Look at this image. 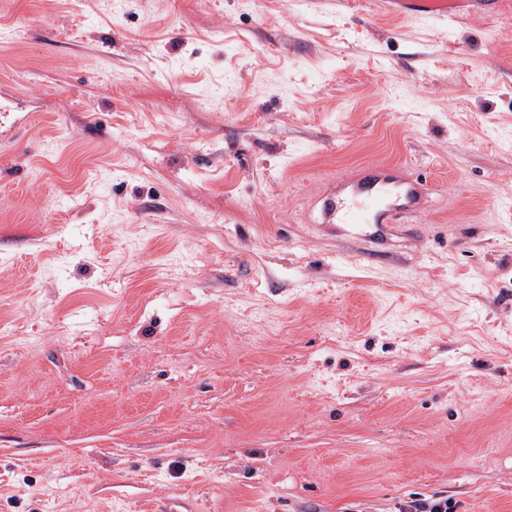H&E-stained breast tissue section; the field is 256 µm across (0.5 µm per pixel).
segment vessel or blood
I'll list each match as a JSON object with an SVG mask.
<instances>
[{"label": "vessel or blood", "instance_id": "vessel-or-blood-1", "mask_svg": "<svg viewBox=\"0 0 512 512\" xmlns=\"http://www.w3.org/2000/svg\"><path fill=\"white\" fill-rule=\"evenodd\" d=\"M468 4L470 16L492 18L500 14L502 0H370L371 14L382 18L445 20ZM424 194L419 179L379 176L363 183H350L342 195L325 203L323 221L327 224H377L395 208H414Z\"/></svg>", "mask_w": 512, "mask_h": 512}]
</instances>
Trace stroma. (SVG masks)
<instances>
[{"instance_id":"35a3bbf8","label":"stroma","mask_w":512,"mask_h":512,"mask_svg":"<svg viewBox=\"0 0 512 512\" xmlns=\"http://www.w3.org/2000/svg\"><path fill=\"white\" fill-rule=\"evenodd\" d=\"M504 2L0 0V512H512ZM470 6L469 15L493 18L501 13V0H371L368 11L382 18H411L447 20L460 13V5ZM426 180L379 176L363 183H349L342 195L324 203L325 224H378L397 207L417 208ZM399 512H454L455 505L447 498L411 500L401 503Z\"/></svg>"}]
</instances>
